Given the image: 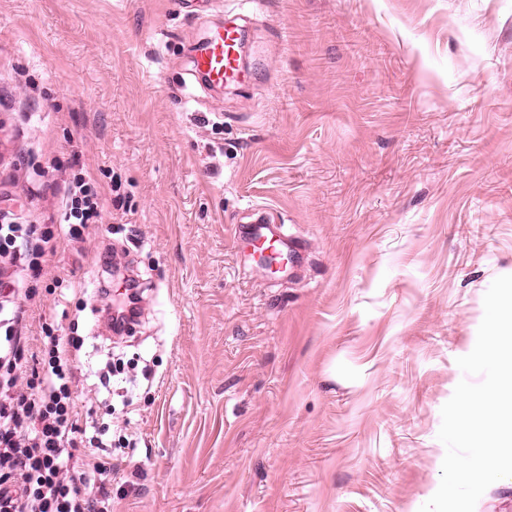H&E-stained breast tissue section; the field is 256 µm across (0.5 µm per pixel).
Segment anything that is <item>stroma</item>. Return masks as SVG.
<instances>
[{"label":"stroma","mask_w":512,"mask_h":512,"mask_svg":"<svg viewBox=\"0 0 512 512\" xmlns=\"http://www.w3.org/2000/svg\"><path fill=\"white\" fill-rule=\"evenodd\" d=\"M230 20L250 80L219 92L187 48ZM74 153L106 204L31 322L138 381L112 512H419L512 275V0H0L10 210L57 216L26 177ZM258 206L287 272L234 240ZM110 246L146 291L120 336L91 313Z\"/></svg>","instance_id":"obj_1"}]
</instances>
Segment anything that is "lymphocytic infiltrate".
<instances>
[{
	"mask_svg": "<svg viewBox=\"0 0 512 512\" xmlns=\"http://www.w3.org/2000/svg\"><path fill=\"white\" fill-rule=\"evenodd\" d=\"M75 172L63 187L62 214L55 224H0V512H112L109 423L85 419L77 406L75 357L80 337L42 324L29 334L25 310L16 296L32 302L52 292L44 269L61 244L85 241L103 209L96 181ZM127 297L109 302L111 279L100 288L95 312L114 334L142 314L143 291L137 275L124 268Z\"/></svg>",
	"mask_w": 512,
	"mask_h": 512,
	"instance_id": "f902f5d3",
	"label": "lymphocytic infiltrate"
}]
</instances>
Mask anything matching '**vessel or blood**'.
Instances as JSON below:
<instances>
[{"instance_id":"b4317fda","label":"vessel or blood","mask_w":512,"mask_h":512,"mask_svg":"<svg viewBox=\"0 0 512 512\" xmlns=\"http://www.w3.org/2000/svg\"><path fill=\"white\" fill-rule=\"evenodd\" d=\"M241 32L235 27H216L195 44L192 55V71L205 82L223 86L244 82L239 66ZM235 238L244 240L254 255L274 252L279 237L270 224H247L236 227Z\"/></svg>"}]
</instances>
